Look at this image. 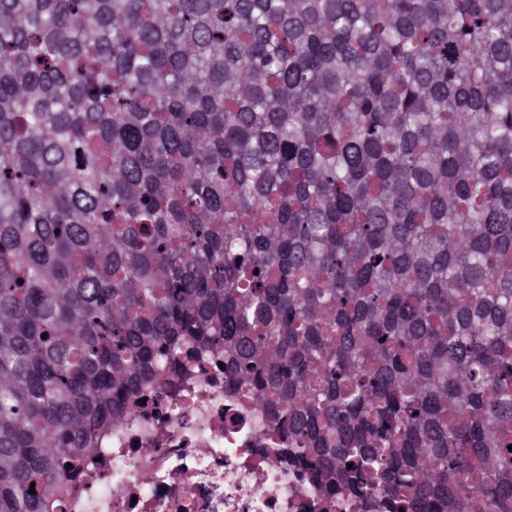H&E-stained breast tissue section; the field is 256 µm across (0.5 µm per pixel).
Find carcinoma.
Here are the masks:
<instances>
[{
    "label": "carcinoma",
    "mask_w": 512,
    "mask_h": 512,
    "mask_svg": "<svg viewBox=\"0 0 512 512\" xmlns=\"http://www.w3.org/2000/svg\"><path fill=\"white\" fill-rule=\"evenodd\" d=\"M200 358L322 512H512V0H0V512Z\"/></svg>",
    "instance_id": "1"
}]
</instances>
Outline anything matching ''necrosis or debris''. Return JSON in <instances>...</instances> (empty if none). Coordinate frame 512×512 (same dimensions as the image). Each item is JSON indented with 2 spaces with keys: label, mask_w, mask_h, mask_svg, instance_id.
Wrapping results in <instances>:
<instances>
[{
  "label": "necrosis or debris",
  "mask_w": 512,
  "mask_h": 512,
  "mask_svg": "<svg viewBox=\"0 0 512 512\" xmlns=\"http://www.w3.org/2000/svg\"><path fill=\"white\" fill-rule=\"evenodd\" d=\"M62 512H319L301 474L261 436L224 370L170 379L158 406L112 428Z\"/></svg>",
  "instance_id": "4bbe7bcc"
}]
</instances>
